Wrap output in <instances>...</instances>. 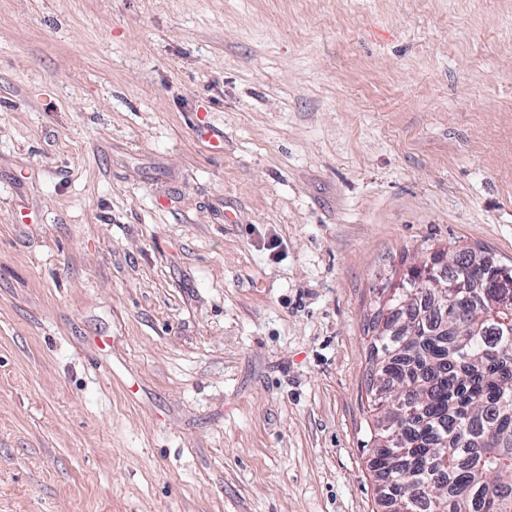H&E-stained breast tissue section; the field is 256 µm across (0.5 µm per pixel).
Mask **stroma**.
<instances>
[{
	"mask_svg": "<svg viewBox=\"0 0 512 512\" xmlns=\"http://www.w3.org/2000/svg\"><path fill=\"white\" fill-rule=\"evenodd\" d=\"M453 241L512 0H0V512H391L368 322Z\"/></svg>",
	"mask_w": 512,
	"mask_h": 512,
	"instance_id": "stroma-1",
	"label": "stroma"
}]
</instances>
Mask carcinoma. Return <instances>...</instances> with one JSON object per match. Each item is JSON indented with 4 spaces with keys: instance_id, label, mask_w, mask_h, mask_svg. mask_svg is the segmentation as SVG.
Instances as JSON below:
<instances>
[{
    "instance_id": "obj_1",
    "label": "carcinoma",
    "mask_w": 512,
    "mask_h": 512,
    "mask_svg": "<svg viewBox=\"0 0 512 512\" xmlns=\"http://www.w3.org/2000/svg\"><path fill=\"white\" fill-rule=\"evenodd\" d=\"M445 289L448 326L425 328ZM366 371L371 468L394 512H512V267L460 245L378 302Z\"/></svg>"
}]
</instances>
